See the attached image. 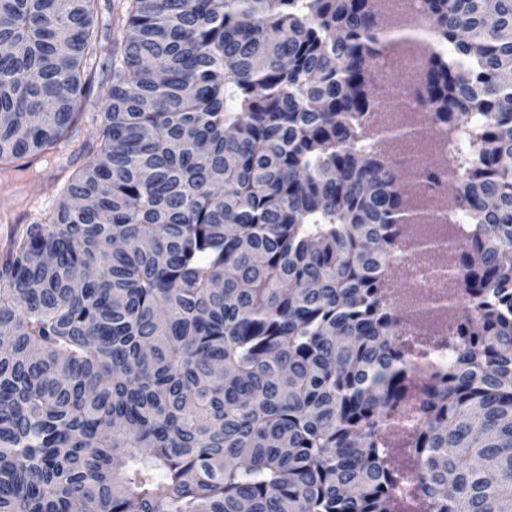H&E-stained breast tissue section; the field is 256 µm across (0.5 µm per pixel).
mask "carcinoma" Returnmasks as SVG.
I'll return each instance as SVG.
<instances>
[{
    "instance_id": "obj_1",
    "label": "carcinoma",
    "mask_w": 512,
    "mask_h": 512,
    "mask_svg": "<svg viewBox=\"0 0 512 512\" xmlns=\"http://www.w3.org/2000/svg\"><path fill=\"white\" fill-rule=\"evenodd\" d=\"M0 0V175L91 154L0 250V512H512V0ZM422 42L474 229L448 363L410 361L384 275L407 168L361 146L375 62ZM112 55L96 145L76 127ZM417 140L408 125L386 130ZM422 382L412 403L411 386ZM413 410L407 447L387 431ZM118 0H99L97 3V25L99 38L103 44L112 42V14L117 10ZM423 0H382L381 9L395 21L403 22L414 27L421 28L423 23Z\"/></svg>"
}]
</instances>
